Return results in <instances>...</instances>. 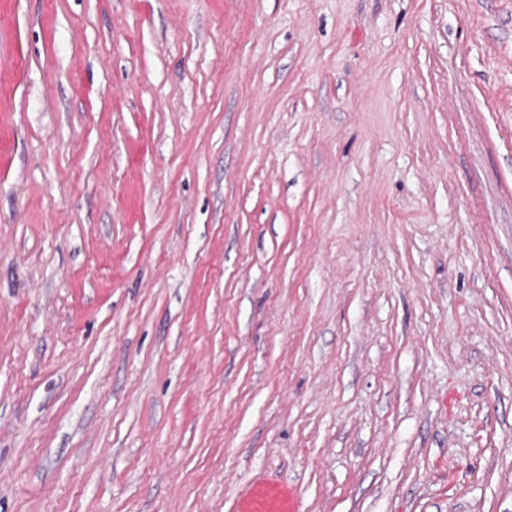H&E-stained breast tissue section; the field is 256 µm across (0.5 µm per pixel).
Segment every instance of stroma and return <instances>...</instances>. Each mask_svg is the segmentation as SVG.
<instances>
[{"mask_svg": "<svg viewBox=\"0 0 512 512\" xmlns=\"http://www.w3.org/2000/svg\"><path fill=\"white\" fill-rule=\"evenodd\" d=\"M512 512V0H0V512Z\"/></svg>", "mask_w": 512, "mask_h": 512, "instance_id": "obj_1", "label": "stroma"}]
</instances>
